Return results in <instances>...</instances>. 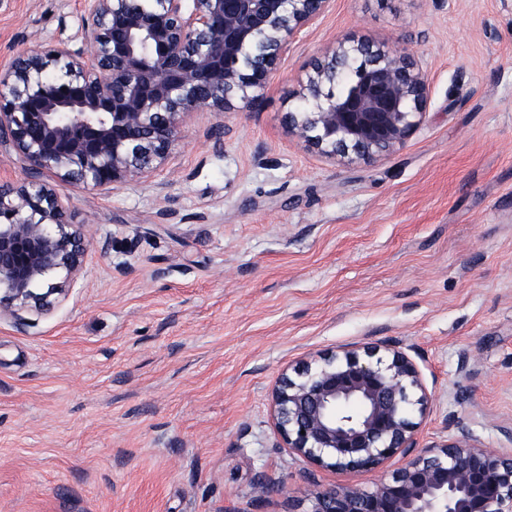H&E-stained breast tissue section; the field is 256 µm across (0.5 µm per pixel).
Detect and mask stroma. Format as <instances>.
Returning a JSON list of instances; mask_svg holds the SVG:
<instances>
[{
  "label": "stroma",
  "instance_id": "35a3bbf8",
  "mask_svg": "<svg viewBox=\"0 0 512 512\" xmlns=\"http://www.w3.org/2000/svg\"><path fill=\"white\" fill-rule=\"evenodd\" d=\"M83 6L0 0V71L79 43ZM364 38L414 52L431 96L403 149L347 166L286 115L327 47ZM57 191L111 247L52 314L0 319V512H294L317 486L370 488L378 472L289 456L269 407L282 372L356 346L418 364L419 446L454 418L505 447L512 0H332L259 108L191 115L149 181Z\"/></svg>",
  "mask_w": 512,
  "mask_h": 512
}]
</instances>
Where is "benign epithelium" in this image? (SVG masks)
Segmentation results:
<instances>
[{
	"instance_id": "7a95c632",
	"label": "benign epithelium",
	"mask_w": 512,
	"mask_h": 512,
	"mask_svg": "<svg viewBox=\"0 0 512 512\" xmlns=\"http://www.w3.org/2000/svg\"><path fill=\"white\" fill-rule=\"evenodd\" d=\"M330 0H87L81 45L18 55L0 74V147L26 177L0 184V318L23 321L64 301L90 248L51 174L91 190L145 182L169 157L185 118L261 105L277 60ZM356 66L348 93L336 86ZM428 77L405 49L340 41L302 83L290 132L353 164L402 149L424 121ZM281 375L271 416L288 454L327 470H380L371 488L331 486L304 512H512V448L482 446L451 422L443 444L418 448L414 413L431 395L417 363L355 350Z\"/></svg>"
}]
</instances>
